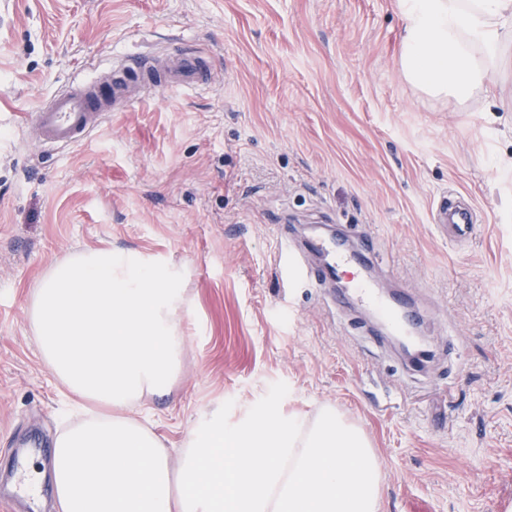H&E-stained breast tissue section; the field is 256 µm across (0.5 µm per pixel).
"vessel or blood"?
<instances>
[{"label":"vessel or blood","instance_id":"obj_1","mask_svg":"<svg viewBox=\"0 0 512 512\" xmlns=\"http://www.w3.org/2000/svg\"><path fill=\"white\" fill-rule=\"evenodd\" d=\"M210 62L199 51L181 48L160 53H138L123 59L112 68L108 79H92L78 87L66 89L42 103L33 115L34 132L42 146L70 147L87 139L120 105L140 100L146 92L172 86H200L210 79ZM433 219L442 234L450 240L465 242L476 230L471 208L440 200ZM360 252H353L336 239H322L314 243V251L326 254L328 261L316 277L318 284L348 274L359 258L376 255L374 243L361 238ZM281 276L292 281L305 276L306 266L300 252L285 247L279 258ZM373 316L386 322L400 336L406 335L407 324L403 314L368 283L356 282L348 294Z\"/></svg>","mask_w":512,"mask_h":512}]
</instances>
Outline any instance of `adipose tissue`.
I'll return each instance as SVG.
<instances>
[{"label":"adipose tissue","mask_w":512,"mask_h":512,"mask_svg":"<svg viewBox=\"0 0 512 512\" xmlns=\"http://www.w3.org/2000/svg\"><path fill=\"white\" fill-rule=\"evenodd\" d=\"M401 66L429 94L487 85L512 41V0H399ZM179 276L109 246L52 266L27 310L42 360L80 419L53 438L57 512H378L379 460L333 408L314 421L262 410L230 434L191 435L179 471L124 416L165 394L183 344Z\"/></svg>","instance_id":"adipose-tissue-1"}]
</instances>
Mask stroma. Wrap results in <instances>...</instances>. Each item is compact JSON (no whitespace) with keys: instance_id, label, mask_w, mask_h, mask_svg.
Wrapping results in <instances>:
<instances>
[{"instance_id":"obj_1","label":"stroma","mask_w":512,"mask_h":512,"mask_svg":"<svg viewBox=\"0 0 512 512\" xmlns=\"http://www.w3.org/2000/svg\"><path fill=\"white\" fill-rule=\"evenodd\" d=\"M397 0H0V502L53 512L42 479L72 417L26 318L45 272L105 245L182 275L181 368L132 414L179 469L189 431L262 408L330 406L381 465L379 512H496L512 501V66L466 99L404 76ZM212 59L209 85L156 89L85 141L28 126L123 56ZM477 230L445 239L443 193ZM377 239L378 287L427 311L423 371L336 310L334 286L283 287L284 238ZM40 494L16 492L20 476Z\"/></svg>"}]
</instances>
